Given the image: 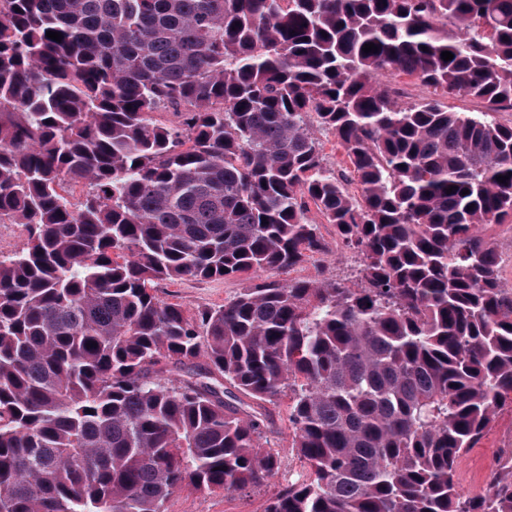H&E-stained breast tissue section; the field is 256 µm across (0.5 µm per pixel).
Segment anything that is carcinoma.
I'll use <instances>...</instances> for the list:
<instances>
[{
    "label": "carcinoma",
    "mask_w": 512,
    "mask_h": 512,
    "mask_svg": "<svg viewBox=\"0 0 512 512\" xmlns=\"http://www.w3.org/2000/svg\"><path fill=\"white\" fill-rule=\"evenodd\" d=\"M384 73L484 110L401 103ZM500 112L512 0H0V220L28 228L0 258V512L265 485L288 392L310 475L264 512H512V457L484 495L456 483L512 397ZM310 202L356 287L266 277L193 317L154 293L324 252ZM316 135L320 140L321 152L325 162L336 170L349 168V160L336 137L331 133H317ZM512 224H504L496 227L492 232V242L496 249L499 259L500 268L504 280L512 282Z\"/></svg>",
    "instance_id": "carcinoma-1"
}]
</instances>
